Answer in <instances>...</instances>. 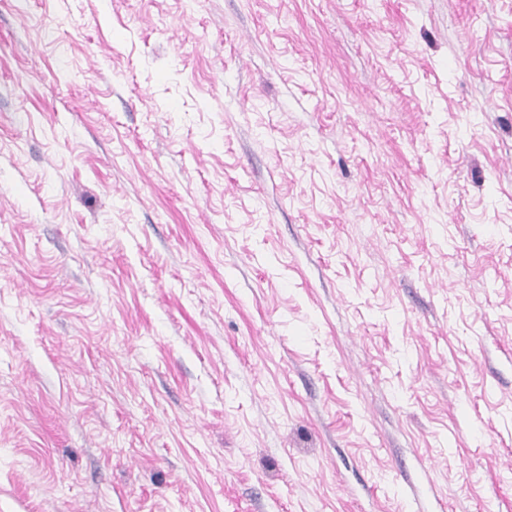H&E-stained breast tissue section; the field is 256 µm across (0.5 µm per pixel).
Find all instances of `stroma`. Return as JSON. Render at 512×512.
<instances>
[{"instance_id": "obj_1", "label": "stroma", "mask_w": 512, "mask_h": 512, "mask_svg": "<svg viewBox=\"0 0 512 512\" xmlns=\"http://www.w3.org/2000/svg\"><path fill=\"white\" fill-rule=\"evenodd\" d=\"M512 512V0H0V512Z\"/></svg>"}]
</instances>
